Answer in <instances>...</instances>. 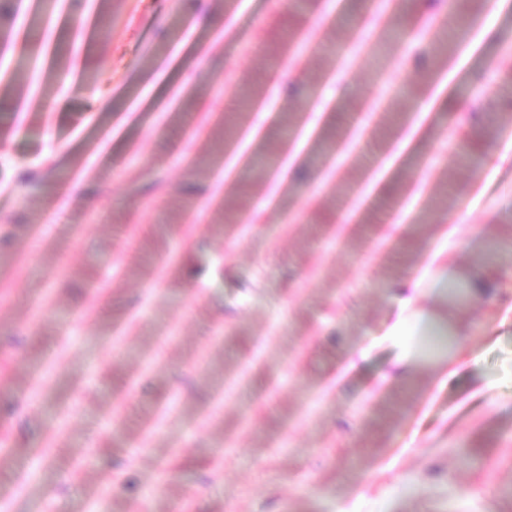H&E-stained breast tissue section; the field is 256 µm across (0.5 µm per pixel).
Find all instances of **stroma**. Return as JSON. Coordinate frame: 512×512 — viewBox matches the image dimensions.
<instances>
[{
  "mask_svg": "<svg viewBox=\"0 0 512 512\" xmlns=\"http://www.w3.org/2000/svg\"><path fill=\"white\" fill-rule=\"evenodd\" d=\"M225 2L110 0L118 23L96 19L78 45L57 32L56 68L97 71L96 88L54 92L22 123L0 103V499L11 512H512V160L459 168L466 128L446 112L418 175L437 197L456 169L459 224L388 223L389 193L376 223H337L330 200L361 170L321 181L308 159L297 178L315 196L286 187L264 223L221 222L267 186L214 180L241 121L223 96L310 25L288 0L237 15ZM177 20L194 95L167 114L159 88L131 78L154 76ZM230 23L237 43L201 64ZM417 49L381 48L365 23L335 57L299 53L303 73L337 71L328 92L355 108L354 154L383 148L382 112L407 109L398 89L437 67ZM506 78L475 77L501 115L489 155L512 139ZM122 101L138 102L136 123L121 124ZM50 153L38 186L18 180ZM470 272L481 287L449 305L448 279ZM408 275L419 316L393 336Z\"/></svg>",
  "mask_w": 512,
  "mask_h": 512,
  "instance_id": "stroma-1",
  "label": "stroma"
}]
</instances>
